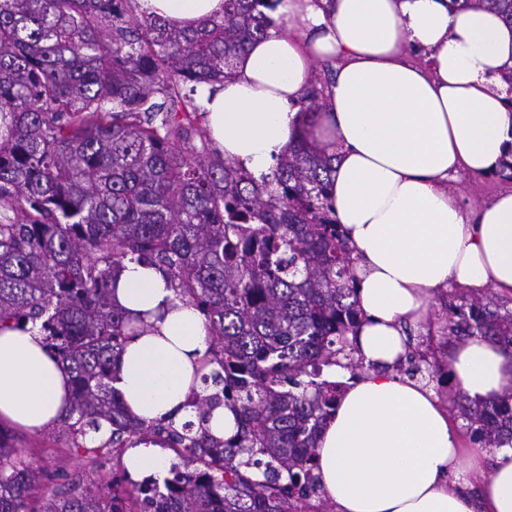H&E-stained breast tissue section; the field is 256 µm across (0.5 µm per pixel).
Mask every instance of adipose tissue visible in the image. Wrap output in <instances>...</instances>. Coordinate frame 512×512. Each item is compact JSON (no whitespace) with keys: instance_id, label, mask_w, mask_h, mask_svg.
<instances>
[{"instance_id":"obj_1","label":"adipose tissue","mask_w":512,"mask_h":512,"mask_svg":"<svg viewBox=\"0 0 512 512\" xmlns=\"http://www.w3.org/2000/svg\"><path fill=\"white\" fill-rule=\"evenodd\" d=\"M138 10L193 28L224 0H137ZM283 29L239 57L231 80L200 85L214 146L254 176L269 173L304 116L314 62L329 63L331 109L316 138L336 153L331 198L358 257V346L373 371L351 382L317 443L335 512H512V452L485 472L445 404L392 371L404 328L433 293L457 286L512 294V191L477 211L448 188L456 173L495 170L512 150V24L448 0H275ZM425 63L409 60L411 50ZM113 303L142 326L116 366L133 420L194 418L209 346L202 314L161 271L125 263ZM449 379L475 400L512 392V353L476 339L456 348ZM71 377L38 326L0 328V421L39 433L59 423Z\"/></svg>"}]
</instances>
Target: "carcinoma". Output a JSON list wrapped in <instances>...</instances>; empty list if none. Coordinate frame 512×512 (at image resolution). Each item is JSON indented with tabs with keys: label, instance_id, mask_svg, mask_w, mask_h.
<instances>
[{
	"label": "carcinoma",
	"instance_id": "cac0c4a2",
	"mask_svg": "<svg viewBox=\"0 0 512 512\" xmlns=\"http://www.w3.org/2000/svg\"><path fill=\"white\" fill-rule=\"evenodd\" d=\"M501 13L512 0H452ZM266 0H224V15L193 29L151 16L126 20L115 0H0V326H40L71 375L61 423L89 455L95 479L36 467L0 432V512H333L317 440L350 379L363 321L357 257L330 197L336 155L301 135L259 179L186 146L200 107L182 92L234 76L239 55L277 28ZM331 67L306 91L310 125L328 111ZM126 261L154 266L176 297L206 318L198 423L130 419L111 386L126 340L140 328L112 304ZM462 343L512 349V306L482 293L448 301L436 321ZM448 342L408 345L401 375L448 383ZM224 406L236 433L206 423ZM455 409L482 448L512 449V394ZM110 424L96 447L86 436ZM171 450L163 484L130 479L125 449ZM116 469L103 471L105 460Z\"/></svg>",
	"mask_w": 512,
	"mask_h": 512
}]
</instances>
